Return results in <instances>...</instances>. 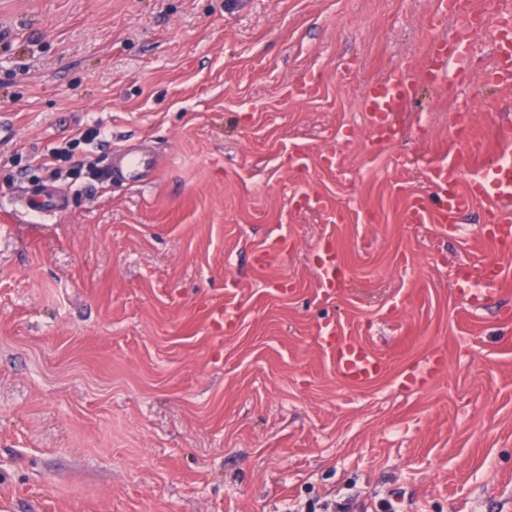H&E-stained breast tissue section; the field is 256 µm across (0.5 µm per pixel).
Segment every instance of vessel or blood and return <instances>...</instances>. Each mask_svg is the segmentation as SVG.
I'll use <instances>...</instances> for the list:
<instances>
[{
  "label": "vessel or blood",
  "mask_w": 512,
  "mask_h": 512,
  "mask_svg": "<svg viewBox=\"0 0 512 512\" xmlns=\"http://www.w3.org/2000/svg\"><path fill=\"white\" fill-rule=\"evenodd\" d=\"M456 15L466 26L491 30L496 50L483 79L500 90H512V12L488 16L478 9L475 0H438V8L430 17V28H438L445 18ZM457 48L440 40H431L424 53L423 79L432 86L443 85L448 74V62L458 57ZM416 83L402 69L393 71L384 81L365 90L361 109L374 143H393L405 135L397 115L406 111L415 96ZM153 160L115 152L106 168L108 181L117 180L132 185L142 184L156 168ZM429 191L412 196L405 207L404 217L410 224L454 223L457 216L472 209L479 201H487V223L483 237L501 256H512V165L494 157L475 154L452 146L447 158L428 166ZM66 204L63 193L45 188L29 201V209L44 215L60 211ZM348 266L334 243L323 245L317 256L316 278L321 293L331 294L345 287ZM448 281L463 300L466 309L487 308L494 297L502 294L506 282L502 266L496 262L460 264L449 267ZM312 339L329 355L336 373L352 386L373 382L382 371L381 359L367 346L340 337L335 326L317 325ZM447 369L441 352H433L405 369L399 376L402 392L416 393L429 387Z\"/></svg>",
  "instance_id": "1"
}]
</instances>
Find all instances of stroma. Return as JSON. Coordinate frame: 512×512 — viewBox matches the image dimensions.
<instances>
[{
	"mask_svg": "<svg viewBox=\"0 0 512 512\" xmlns=\"http://www.w3.org/2000/svg\"><path fill=\"white\" fill-rule=\"evenodd\" d=\"M434 7L0 0V512H512V321L468 312L446 274L494 259L487 205L454 233L403 217L463 103L470 148L512 123V93L481 80L490 31L463 43L464 74L420 87L401 141L372 145L360 109L430 37L457 40L462 19L427 28ZM311 78L317 94L292 97ZM131 144L158 159L151 182L101 181ZM45 187L67 207L26 211ZM330 240L351 276L325 297ZM323 323L383 376L342 383L311 338ZM434 348L447 376L402 394L401 369ZM100 135L101 132L98 128H89L84 131H79L72 141L66 143V146L57 148L52 152V154H50L49 158H43L41 164L45 167H49L52 165V160L55 158H69L72 156L74 148L81 142H90L98 138Z\"/></svg>",
	"mask_w": 512,
	"mask_h": 512,
	"instance_id": "1",
	"label": "stroma"
}]
</instances>
